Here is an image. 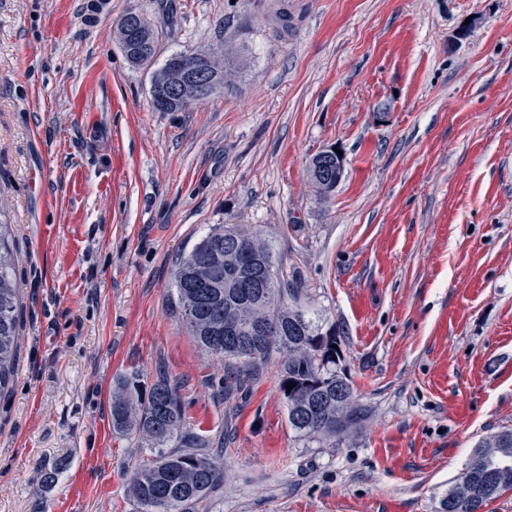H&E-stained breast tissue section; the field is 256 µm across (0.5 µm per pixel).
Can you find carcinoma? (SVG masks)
I'll return each mask as SVG.
<instances>
[{
    "label": "carcinoma",
    "instance_id": "carcinoma-1",
    "mask_svg": "<svg viewBox=\"0 0 512 512\" xmlns=\"http://www.w3.org/2000/svg\"><path fill=\"white\" fill-rule=\"evenodd\" d=\"M160 40L142 42L131 52L121 49L134 68L154 63ZM204 50L173 51L158 70H174L187 61L205 64ZM320 157L308 172L316 192L326 185L314 176ZM11 225L0 220V394L11 389L19 347L20 288ZM172 306L190 335L206 352L254 367L275 355L280 360V389L288 425L298 437L339 441L357 429L364 412L356 404L350 380L339 368L336 325L324 326L307 315L306 289L288 272L283 256L275 255L261 232L239 225L213 224L207 234L176 262ZM261 316L270 334L247 350L229 342L224 326L232 323L247 337L248 319ZM295 386L288 388V383ZM184 406L179 386L163 374L151 386L133 369L115 381L112 392V431L139 435L154 446L156 456L132 466L129 491L142 512H189L224 484V466L200 452L203 440L184 431ZM488 475L492 487L465 488L463 474ZM512 490V428L501 429L479 442L463 473L440 502V512H482L493 497Z\"/></svg>",
    "mask_w": 512,
    "mask_h": 512
}]
</instances>
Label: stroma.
<instances>
[{"instance_id": "obj_1", "label": "stroma", "mask_w": 512, "mask_h": 512, "mask_svg": "<svg viewBox=\"0 0 512 512\" xmlns=\"http://www.w3.org/2000/svg\"><path fill=\"white\" fill-rule=\"evenodd\" d=\"M0 0V203L22 290L0 396V512H139L148 441L112 431L116 378L180 386L221 447L195 512H439L475 444L512 428V0ZM233 72L149 103L114 27ZM344 176L321 198L308 163ZM258 226L335 324L365 410L336 446L288 426L277 360L244 390L170 308L177 257Z\"/></svg>"}]
</instances>
